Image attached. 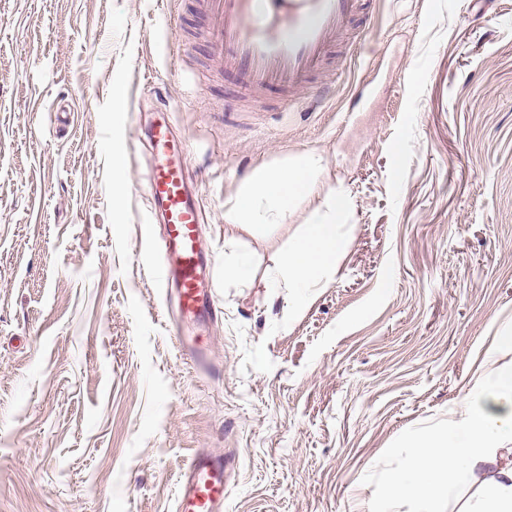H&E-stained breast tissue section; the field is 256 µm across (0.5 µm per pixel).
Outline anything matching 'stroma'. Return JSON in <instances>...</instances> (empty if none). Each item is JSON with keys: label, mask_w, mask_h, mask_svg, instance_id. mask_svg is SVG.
Masks as SVG:
<instances>
[{"label": "stroma", "mask_w": 512, "mask_h": 512, "mask_svg": "<svg viewBox=\"0 0 512 512\" xmlns=\"http://www.w3.org/2000/svg\"><path fill=\"white\" fill-rule=\"evenodd\" d=\"M372 7L375 51L323 105L238 112L233 76L176 52L187 0H0V512H175L198 453L234 457L228 512H367L468 392L512 321V0ZM162 103L219 308L206 370L156 274L139 141ZM308 152L325 168L279 224L225 221L256 167ZM341 192L337 266L289 305L268 273Z\"/></svg>", "instance_id": "obj_1"}]
</instances>
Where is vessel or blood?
Here are the masks:
<instances>
[{
  "mask_svg": "<svg viewBox=\"0 0 512 512\" xmlns=\"http://www.w3.org/2000/svg\"><path fill=\"white\" fill-rule=\"evenodd\" d=\"M368 0H190L191 10L205 26L209 55L235 74L236 92L260 94L283 91L282 109L295 107L302 90L320 102L330 84L314 86L315 74L330 62L335 50L361 55L365 40L351 35L353 24L370 26L364 11ZM152 162L145 192L164 226L159 251L165 258L161 280H173L181 316L205 321L215 314L212 291L202 286L205 263L200 239L203 219L187 179V140L174 133L166 119L149 129ZM232 458L199 454L179 479L176 512H224V476Z\"/></svg>",
  "mask_w": 512,
  "mask_h": 512,
  "instance_id": "vessel-or-blood-1",
  "label": "vessel or blood"
}]
</instances>
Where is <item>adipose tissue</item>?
<instances>
[{
  "label": "adipose tissue",
  "instance_id": "ef3b65f1",
  "mask_svg": "<svg viewBox=\"0 0 512 512\" xmlns=\"http://www.w3.org/2000/svg\"><path fill=\"white\" fill-rule=\"evenodd\" d=\"M323 169V158L305 153L285 168L257 167L225 215L227 223L260 227L280 223L292 200L306 193ZM350 200L340 194L316 212L284 260L269 273L274 287L301 301L335 269L340 252L336 216ZM412 465L393 472L372 512H393L397 502L426 507L456 498L461 487L488 476L483 493L466 512H512V361H486L473 387L447 422L415 434Z\"/></svg>",
  "mask_w": 512,
  "mask_h": 512
}]
</instances>
